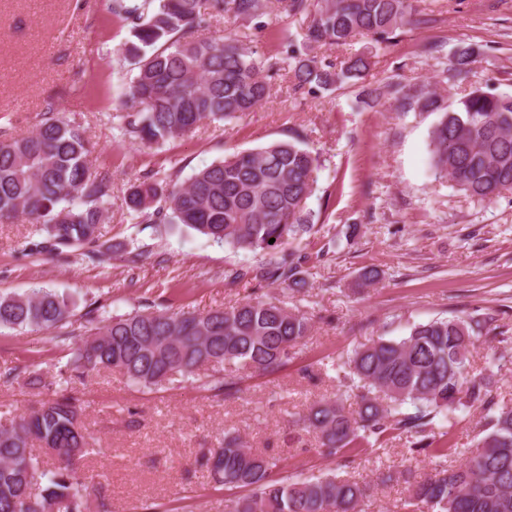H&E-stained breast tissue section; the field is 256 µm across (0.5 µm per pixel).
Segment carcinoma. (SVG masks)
Segmentation results:
<instances>
[{
	"instance_id": "carcinoma-1",
	"label": "carcinoma",
	"mask_w": 512,
	"mask_h": 512,
	"mask_svg": "<svg viewBox=\"0 0 512 512\" xmlns=\"http://www.w3.org/2000/svg\"><path fill=\"white\" fill-rule=\"evenodd\" d=\"M289 14H310L300 44L285 57L294 89L332 90L366 76L370 53L352 54L337 67L317 51L350 44L358 36L386 39L410 24L413 0H281ZM262 0H111L110 12L124 21L132 40L126 54L137 74L128 89L130 111L121 116L124 135L135 143L161 145L202 122L226 121L252 111L270 96L266 63L232 35L217 42L200 37L214 19L253 20ZM480 52L459 46L453 78L466 82ZM388 94L404 110L437 115L429 147L435 173L478 201L512 193V95L479 86L444 107L436 91L399 84L387 91L370 85L360 96L377 105ZM82 125L53 104L37 129L21 138L0 139V219L22 215L42 241L30 252L67 261L87 247L95 253L112 176L91 172ZM318 157L290 141L241 151L195 172L188 181L161 184L154 176L127 190L129 213L152 224H175L238 250L271 256L249 270L228 269L224 277L259 283L306 286L299 267L300 236L314 226L308 208ZM274 243H269L270 239ZM71 299L49 288L27 295H0V328L51 331L73 326ZM84 333L61 336L69 358L46 378L30 373L25 383L52 393L27 412L0 423V512H112L104 486L91 485L80 460L96 441L80 421L81 404L68 386L101 371L120 370L132 385L161 386L176 375L194 377L212 369L273 370L288 362L311 328V317L280 300L249 299L230 309L207 312L137 310L109 318L94 308L81 315ZM487 319L463 314L411 327L400 339L378 338L346 354L340 365L345 390L310 408L298 423L311 429L329 457L350 460L354 452L402 435L410 449L425 450L445 437V423L472 408L484 412L481 437L466 448V463L440 467L422 480L405 468L399 475L409 498L429 512H512V403L498 399L494 368L469 373L472 352ZM357 399L351 411L345 402ZM53 454L56 466L40 469L36 448ZM211 480L242 488L228 512H358L368 484L325 474L302 480L274 479L276 462L244 446L235 436L201 458Z\"/></svg>"
}]
</instances>
